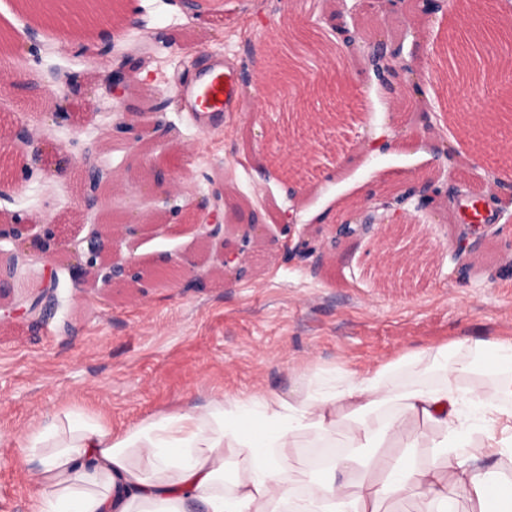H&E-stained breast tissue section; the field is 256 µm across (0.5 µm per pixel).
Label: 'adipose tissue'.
Instances as JSON below:
<instances>
[{
    "label": "adipose tissue",
    "mask_w": 512,
    "mask_h": 512,
    "mask_svg": "<svg viewBox=\"0 0 512 512\" xmlns=\"http://www.w3.org/2000/svg\"><path fill=\"white\" fill-rule=\"evenodd\" d=\"M473 378L464 387L461 377ZM424 423L446 473L387 454L391 443ZM346 453L310 478L309 491L286 489L278 451L300 443ZM512 451V340L415 350L358 378L334 376L288 395L245 401L216 396L113 434L68 409L47 417L28 440L25 472L41 495L39 512H380L379 502L414 490L429 512H450L449 490L466 494L472 512H512V481L479 466ZM241 471L224 487L228 459ZM363 471L356 489L337 469Z\"/></svg>",
    "instance_id": "1"
}]
</instances>
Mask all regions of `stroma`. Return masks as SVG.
<instances>
[{
	"instance_id": "35a3bbf8",
	"label": "stroma",
	"mask_w": 512,
	"mask_h": 512,
	"mask_svg": "<svg viewBox=\"0 0 512 512\" xmlns=\"http://www.w3.org/2000/svg\"><path fill=\"white\" fill-rule=\"evenodd\" d=\"M487 8V0H446L422 23L409 8L376 11L373 0H205L198 15L170 0H102L96 20L65 54L57 46L67 29L29 11L24 0H0V31L19 43L37 30L42 55L41 62L16 64L0 96V178L19 188L12 200L0 199V220L45 219L70 229L86 223L76 180L56 152L78 126L80 147H92L98 162L126 180L104 207L167 226L140 240L136 254L146 263L205 258V245L184 226L205 197L222 196L220 223L244 224L255 215L273 227L248 276L217 267L206 281L188 275L179 286L130 298L75 286L62 269L45 322L19 316L0 323V512H38L40 491L23 475V448L59 409L100 419L118 435L216 395H285L320 374L357 378L414 350L512 339V171L489 163L512 156V138L484 126L488 113L512 101V52L493 48L482 76L452 79L464 58L459 31L477 26ZM132 17L145 31L175 37L153 65L132 67L125 87L131 113L167 106L162 142L172 157L153 172L164 183L153 193L139 186L144 157L121 134L98 142L108 122L99 76L113 68L112 46ZM376 27L404 38L423 98L382 95L368 79L359 43ZM298 28L319 32L327 48L301 61L299 81L278 80L274 67L290 52L284 34ZM415 29L418 40L407 39ZM218 57L244 96L225 110L221 128L206 130L178 101L176 87ZM48 65L79 72L83 88L95 93L72 96L62 123L45 127L40 74ZM424 108L432 128L420 133L414 119ZM23 118L46 136L39 182L27 180L29 162L14 149ZM382 132L393 135L383 149L373 144ZM440 141L454 160L437 157ZM424 178L449 194L423 210L405 205L420 274L388 278L384 249L367 238L342 245V261L329 269L296 256L300 237L327 239L331 225L357 206L404 194ZM456 192L489 198L491 220L468 228L450 199ZM463 236L472 251L461 273L454 249Z\"/></svg>"
}]
</instances>
